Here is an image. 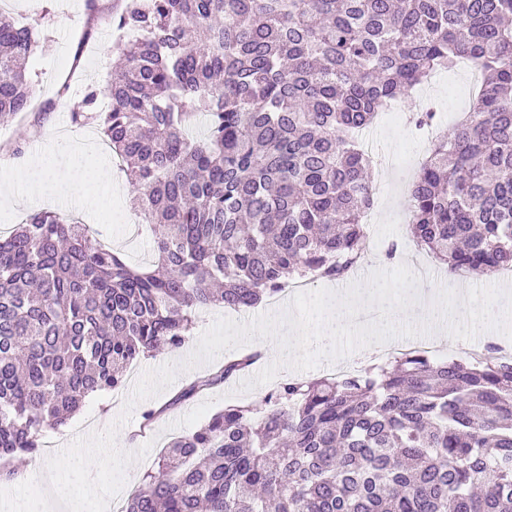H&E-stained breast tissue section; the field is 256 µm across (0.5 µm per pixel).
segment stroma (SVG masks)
<instances>
[{
	"mask_svg": "<svg viewBox=\"0 0 512 512\" xmlns=\"http://www.w3.org/2000/svg\"><path fill=\"white\" fill-rule=\"evenodd\" d=\"M0 9L25 24L39 21L47 31V42L28 61L35 82L36 107L21 113L12 123L0 125V147L13 148V165L8 175L22 182L27 166L37 154L50 150L71 165L70 176L83 177L100 163L112 168V193L102 205L86 200L44 201L47 209L79 217L89 224L97 239L119 251L133 265L146 266L152 261L153 235L142 215L132 206L133 192L127 172L109 151L96 125H77L71 114L79 110L82 92L88 85H104L119 55L111 39V6L91 7L88 0H0ZM431 96L436 111L450 115L468 109L470 86L464 70L456 69L433 78ZM373 154L389 156L406 154L412 165L398 168L378 180V215L368 232L379 242L401 244L404 254L426 259L407 232L405 189L417 171L416 163L428 152L429 144L420 139L414 128L402 121L380 118L367 130ZM222 308L200 310L195 327L185 347L150 354L136 361L129 369L126 382L119 391L88 400L67 427L50 432L55 447L68 446L76 436L100 431L117 421L125 399L144 370L168 363L170 358L185 360L194 350L200 334L218 317ZM269 385L251 391L239 389L231 381L204 396L168 413L155 423L146 435L135 439V447H147V454L130 463L124 472L125 483L114 501L123 506L138 486L144 472L153 468L161 450L179 435L188 433L206 422L224 405L246 403L261 408ZM118 422V421H117Z\"/></svg>",
	"mask_w": 512,
	"mask_h": 512,
	"instance_id": "obj_1",
	"label": "stroma"
}]
</instances>
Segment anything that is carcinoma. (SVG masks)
Wrapping results in <instances>:
<instances>
[{
	"mask_svg": "<svg viewBox=\"0 0 512 512\" xmlns=\"http://www.w3.org/2000/svg\"><path fill=\"white\" fill-rule=\"evenodd\" d=\"M120 2L112 26L139 36L71 119L98 124L127 164L155 259L134 268L51 210L0 234L7 481L131 364L183 346L193 309L249 308L308 272L344 278L373 204L354 133L463 56L482 85L421 164L409 227L453 273L512 268V0ZM38 27L0 13V124L31 105ZM258 360L225 359L141 427ZM265 404L171 440L121 512H512V364L411 351L342 379L285 378Z\"/></svg>",
	"mask_w": 512,
	"mask_h": 512,
	"instance_id": "cac0c4a2",
	"label": "carcinoma"
}]
</instances>
